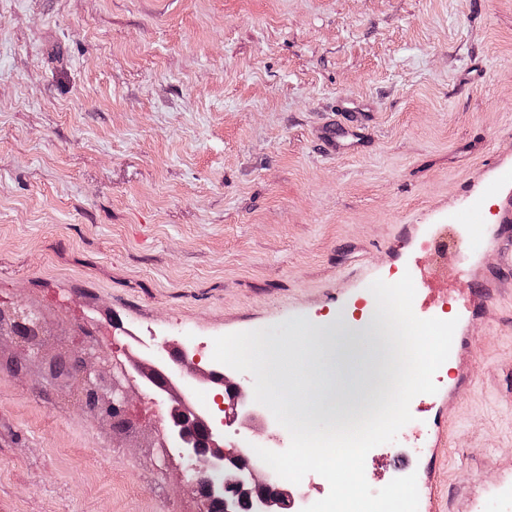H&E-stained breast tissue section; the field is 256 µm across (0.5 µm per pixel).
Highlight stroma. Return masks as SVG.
<instances>
[{
  "mask_svg": "<svg viewBox=\"0 0 512 512\" xmlns=\"http://www.w3.org/2000/svg\"><path fill=\"white\" fill-rule=\"evenodd\" d=\"M344 106L366 118L332 151ZM510 201L512 0H0V306L133 395L127 429L0 339V512H201L134 363L168 342L209 369L215 337L278 339L407 274L418 317L467 303L473 326L455 396L414 397L366 480L411 448L441 512H512Z\"/></svg>",
  "mask_w": 512,
  "mask_h": 512,
  "instance_id": "1",
  "label": "stroma"
}]
</instances>
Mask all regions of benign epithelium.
<instances>
[{
  "instance_id": "7a95c632",
  "label": "benign epithelium",
  "mask_w": 512,
  "mask_h": 512,
  "mask_svg": "<svg viewBox=\"0 0 512 512\" xmlns=\"http://www.w3.org/2000/svg\"><path fill=\"white\" fill-rule=\"evenodd\" d=\"M28 329L24 336L27 352L34 357L44 355L41 337L47 335L42 317H31L26 308H16L8 313H0V336L15 335V325ZM156 364L143 372L146 389L153 395V403L166 408L164 434L173 447L177 448L185 461L181 477L191 480L199 494L203 506H208L204 482L213 476H222L225 483L235 487L237 495L250 500L253 512H278L283 507L298 508L294 494L283 488L272 474L259 475L255 465L243 466L240 460L246 457L242 450H224V400L229 397L240 402L243 416L251 421H260L262 416L257 406L249 401L239 385L229 384L223 371L208 370L210 382L219 386L213 396V403L205 409L191 406L186 394L192 391L189 381L183 382L185 393L174 391L173 378L177 377L176 367H188L201 362L197 353L187 348L165 344L155 352ZM80 386L100 393L108 407L126 409L128 399L125 388L119 380L107 372L105 358L88 350L82 368Z\"/></svg>"
}]
</instances>
